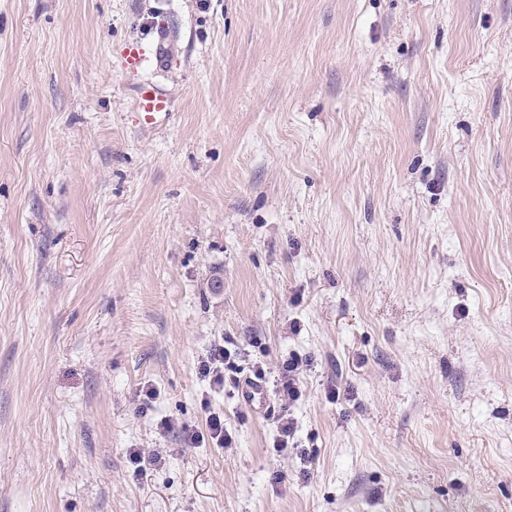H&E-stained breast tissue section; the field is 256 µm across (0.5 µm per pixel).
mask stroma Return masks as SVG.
<instances>
[{"label": "stroma", "mask_w": 512, "mask_h": 512, "mask_svg": "<svg viewBox=\"0 0 512 512\" xmlns=\"http://www.w3.org/2000/svg\"><path fill=\"white\" fill-rule=\"evenodd\" d=\"M0 512H512V0H0ZM134 109L136 112H144L142 119L143 130L153 131L163 125L164 122L169 121L173 115L169 99L163 93L158 91L154 92V96L150 99L145 97V93L141 92L134 99ZM226 343L232 345L225 340L211 344L206 357L202 358L198 365L200 376L203 380H209L210 390L214 393L223 392L226 371L240 373L237 372L239 365L236 359L241 356V350H231ZM308 366V360L299 354H288V358L269 371L262 365L255 363L251 366L253 376L264 380H271V392L278 403L277 409H272L269 417L273 418L272 452L276 456L288 453V445L295 448L296 422L293 417L292 407L301 401L305 395L301 376L304 367ZM273 374V375H272ZM267 375H271L267 379ZM267 380V382H266ZM164 433L177 430L184 446L200 448L208 441L216 448H228L232 446V437L228 430L224 429V413L209 409L206 419V436L191 428L189 425L179 423L174 419H164L161 423Z\"/></svg>", "instance_id": "obj_1"}]
</instances>
